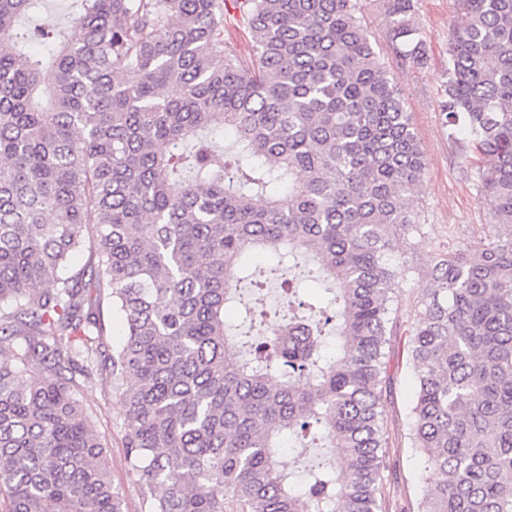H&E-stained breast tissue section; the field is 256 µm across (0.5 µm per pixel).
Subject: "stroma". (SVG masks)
I'll return each instance as SVG.
<instances>
[{
	"label": "stroma",
	"mask_w": 512,
	"mask_h": 512,
	"mask_svg": "<svg viewBox=\"0 0 512 512\" xmlns=\"http://www.w3.org/2000/svg\"><path fill=\"white\" fill-rule=\"evenodd\" d=\"M414 21L425 44L423 62L396 56L385 16L384 0H359V15L375 51L393 74L403 104L426 159V169L414 185V211L424 229L412 239L407 258L414 267L399 279L395 292L392 349L387 358L389 381L384 418L389 448L386 456L385 512H415L421 489L432 481L422 455L413 447L410 406L414 368L408 357V335L415 306L430 286L429 273L441 253L484 240L492 221L476 190L473 168L448 139L441 112L442 89L448 79V39L465 22L456 0H413ZM81 403L92 412L107 444L112 480L126 502V512H141L136 475L125 459L123 406L114 391L96 384L80 391Z\"/></svg>",
	"instance_id": "stroma-1"
}]
</instances>
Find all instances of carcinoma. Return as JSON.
Returning a JSON list of instances; mask_svg holds the SVG:
<instances>
[{"mask_svg": "<svg viewBox=\"0 0 512 512\" xmlns=\"http://www.w3.org/2000/svg\"><path fill=\"white\" fill-rule=\"evenodd\" d=\"M0 0V497L7 512H125L77 398L124 404L142 512H383L382 384L395 242L423 233L426 162L357 0ZM231 3L251 64L224 50ZM442 112L478 160L492 218L441 255L408 340L411 439L436 482L418 512H512V0H458ZM413 0H388L396 54L425 58ZM49 43V63L27 44ZM234 140L224 144V130ZM301 255L330 311L295 303L273 337L224 307ZM86 263L71 267L78 253ZM123 339L104 341L103 307ZM334 325L336 355L322 353ZM338 459L295 489L279 455ZM74 12L70 0H48V15L56 21L59 26L67 28L71 37L76 38L78 31L69 23Z\"/></svg>", "mask_w": 512, "mask_h": 512, "instance_id": "obj_1", "label": "carcinoma"}]
</instances>
